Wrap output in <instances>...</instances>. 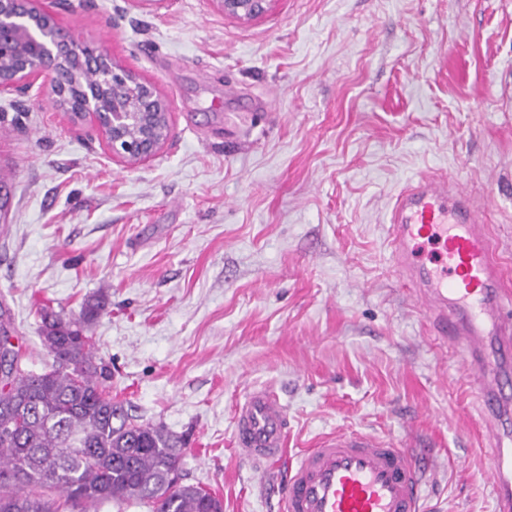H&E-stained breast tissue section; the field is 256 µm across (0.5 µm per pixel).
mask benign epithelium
<instances>
[{
	"mask_svg": "<svg viewBox=\"0 0 512 512\" xmlns=\"http://www.w3.org/2000/svg\"><path fill=\"white\" fill-rule=\"evenodd\" d=\"M222 12L248 21L264 15L273 0H216ZM108 70L112 86L69 87ZM45 82L53 105L88 118L112 160L133 169L161 149L171 132L170 105L156 83L117 63L109 49L79 41L42 0H0V92Z\"/></svg>",
	"mask_w": 512,
	"mask_h": 512,
	"instance_id": "7a95c632",
	"label": "benign epithelium"
}]
</instances>
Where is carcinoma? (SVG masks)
I'll use <instances>...</instances> for the list:
<instances>
[{
	"mask_svg": "<svg viewBox=\"0 0 512 512\" xmlns=\"http://www.w3.org/2000/svg\"><path fill=\"white\" fill-rule=\"evenodd\" d=\"M103 311L99 299L77 319L41 307L52 364L25 369L19 344L0 363V512H91L129 500L150 512H224L217 494L182 483L181 440L112 400L109 366L85 334Z\"/></svg>",
	"mask_w": 512,
	"mask_h": 512,
	"instance_id": "cac0c4a2",
	"label": "carcinoma"
}]
</instances>
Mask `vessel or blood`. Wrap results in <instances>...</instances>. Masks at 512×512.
Wrapping results in <instances>:
<instances>
[{
  "label": "vessel or blood",
  "instance_id": "1",
  "mask_svg": "<svg viewBox=\"0 0 512 512\" xmlns=\"http://www.w3.org/2000/svg\"><path fill=\"white\" fill-rule=\"evenodd\" d=\"M389 246L432 330L461 354L491 444L486 478L497 512H512V284L472 196L457 180L421 176L397 195ZM234 442L253 461H278L288 413L270 387L234 413ZM429 456L368 433L339 434L285 471L282 512H422Z\"/></svg>",
  "mask_w": 512,
  "mask_h": 512
}]
</instances>
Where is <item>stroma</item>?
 <instances>
[{"label": "stroma", "mask_w": 512, "mask_h": 512, "mask_svg": "<svg viewBox=\"0 0 512 512\" xmlns=\"http://www.w3.org/2000/svg\"><path fill=\"white\" fill-rule=\"evenodd\" d=\"M76 37L153 81L171 134L112 162L41 81L0 93V305L26 367L38 307L79 315L113 398L184 439L224 512H280L233 440L274 388L289 459L336 432L423 448L425 512H495L461 362L396 270L387 220L424 174L463 184L512 273V0H53ZM274 0H216L225 14L248 21L264 15Z\"/></svg>", "instance_id": "stroma-1"}]
</instances>
